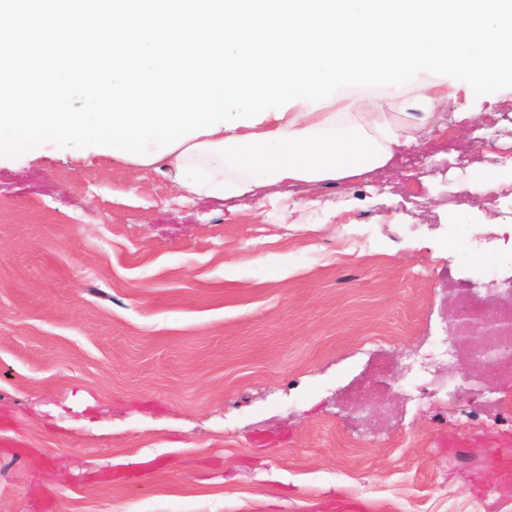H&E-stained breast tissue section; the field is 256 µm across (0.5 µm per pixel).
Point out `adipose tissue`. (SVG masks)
<instances>
[{"instance_id":"ef3b65f1","label":"adipose tissue","mask_w":512,"mask_h":512,"mask_svg":"<svg viewBox=\"0 0 512 512\" xmlns=\"http://www.w3.org/2000/svg\"><path fill=\"white\" fill-rule=\"evenodd\" d=\"M411 140L406 126L374 109L367 88L341 87L320 109L298 103L279 119L218 128L184 141L160 163L176 188L222 200L357 178L387 166Z\"/></svg>"}]
</instances>
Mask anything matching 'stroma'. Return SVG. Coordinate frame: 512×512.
<instances>
[{"instance_id": "35a3bbf8", "label": "stroma", "mask_w": 512, "mask_h": 512, "mask_svg": "<svg viewBox=\"0 0 512 512\" xmlns=\"http://www.w3.org/2000/svg\"><path fill=\"white\" fill-rule=\"evenodd\" d=\"M423 79L473 120L274 201H183L51 143L0 157V512H512L476 489L512 378L401 393L450 303L512 279V182L471 170L512 150V99Z\"/></svg>"}]
</instances>
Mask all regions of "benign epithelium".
<instances>
[{"instance_id":"obj_1","label":"benign epithelium","mask_w":512,"mask_h":512,"mask_svg":"<svg viewBox=\"0 0 512 512\" xmlns=\"http://www.w3.org/2000/svg\"><path fill=\"white\" fill-rule=\"evenodd\" d=\"M450 331L455 335L456 359L462 362L458 372L472 380L478 371L496 367L497 362L512 359V320L490 317L480 321L464 318L454 311Z\"/></svg>"}]
</instances>
